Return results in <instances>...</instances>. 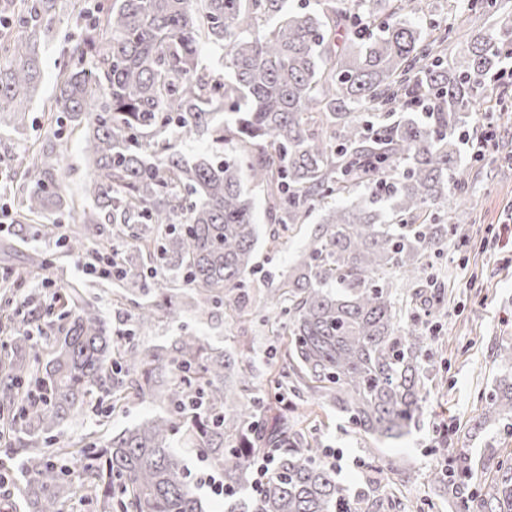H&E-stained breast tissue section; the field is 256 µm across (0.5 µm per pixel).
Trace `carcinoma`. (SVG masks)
I'll return each mask as SVG.
<instances>
[{"label":"carcinoma","instance_id":"obj_1","mask_svg":"<svg viewBox=\"0 0 512 512\" xmlns=\"http://www.w3.org/2000/svg\"><path fill=\"white\" fill-rule=\"evenodd\" d=\"M95 0L69 37L48 120L80 129L90 170L78 212L82 227L60 241L112 264L120 298L134 315L127 336L181 313L164 290L165 273L190 289L198 320L224 307L243 324L259 237L243 181L266 190L270 238L320 212L314 233L256 313L283 332L280 369L260 389L234 343L224 350L181 335L141 350L116 343L100 310L69 282L53 305L27 310L34 329L8 311L0 278V327L13 331L0 359V414L18 416L31 441L47 438L86 401L105 392L112 407L129 397L162 404L147 421L97 448L83 441L21 458L26 512H63L91 498L92 512H207L185 480L176 443L197 449L224 484V512H381L392 489L352 494L323 459L314 411L288 414V396L308 392L376 441L410 433L428 389L424 318L446 312L444 283L429 269L460 235L448 198L467 202L459 169L469 112L481 91L497 112L488 78L512 59V25L463 33V54L448 57V29H422L429 0ZM470 10L506 15L498 0H467ZM58 0H0V117L25 121L42 78L41 39L53 36ZM209 46L218 68L203 64ZM429 102L425 112L416 105ZM61 132L30 159L10 165L22 199L11 220L33 227L71 213L63 184ZM206 139L188 157L182 142ZM150 264L135 266L132 252ZM399 278L401 288H392ZM62 325L60 340L44 342ZM49 356L42 361L43 356ZM497 358L511 373L488 397L475 426L512 420V344ZM275 451L271 472L257 462ZM448 486L455 512H512V458L497 449L475 459L451 444ZM492 476L478 491L475 471Z\"/></svg>","mask_w":512,"mask_h":512}]
</instances>
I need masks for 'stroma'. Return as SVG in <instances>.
<instances>
[{"instance_id": "35a3bbf8", "label": "stroma", "mask_w": 512, "mask_h": 512, "mask_svg": "<svg viewBox=\"0 0 512 512\" xmlns=\"http://www.w3.org/2000/svg\"><path fill=\"white\" fill-rule=\"evenodd\" d=\"M439 21L455 29L478 31L485 27L484 18L468 11L462 0H433L420 24L426 27ZM81 22L72 8L60 11L55 37L43 48L42 83L25 125L18 129L9 121L0 122V146L19 155L37 150L50 134L45 110L54 92L64 37ZM460 167L475 180L463 220V229L472 241L449 247L438 261L448 280V310L437 321L440 337L432 341V356L425 362L431 393L422 405L418 428L400 441L383 444L359 435L332 409L317 412L316 438L322 447L335 452L339 481L353 492L371 489L376 482L397 483L404 512H449L447 488L429 479L432 469L445 468L448 462L441 449L442 439H449L472 456L487 448L512 456V427L507 422L484 430L474 425L485 412V398L501 373L495 349L500 342L512 340V249L503 247L494 236L500 225H512V158L482 165L471 161L465 150ZM254 195L261 232L255 262L257 267L272 271L273 277L265 285L273 288L276 273L287 270L315 229L318 215L310 213L305 223L295 225L286 244L274 251L268 244L272 226L265 214V194L258 188ZM4 272L18 279L19 298L37 305H49L55 294L54 289L44 286L45 276H53L62 285L79 282L113 335H123L130 326L128 309L115 304L119 291L116 281L87 272L83 260L66 256L46 238L20 235L18 225L6 221L0 223V274ZM185 333L220 348L234 340L237 330L225 320L220 308L205 323L183 313L176 321L157 324L139 344L151 348ZM158 410L157 404L136 398L114 410L109 398L100 395L56 430L51 445L57 448L82 436L87 443L100 446L111 434L151 418ZM396 461L403 463V472L392 471Z\"/></svg>"}]
</instances>
